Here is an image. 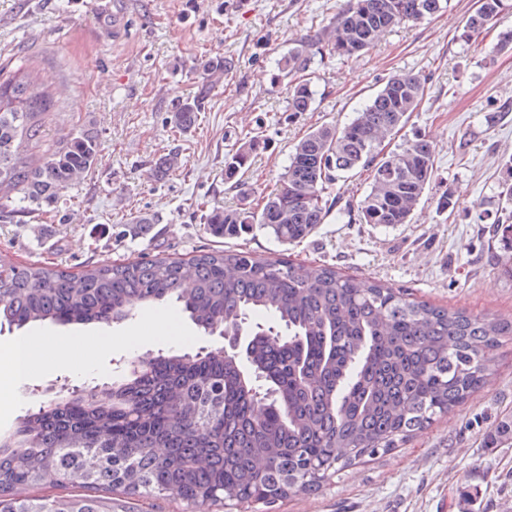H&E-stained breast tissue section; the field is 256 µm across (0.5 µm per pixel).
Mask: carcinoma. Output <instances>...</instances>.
I'll use <instances>...</instances> for the list:
<instances>
[{
  "mask_svg": "<svg viewBox=\"0 0 512 512\" xmlns=\"http://www.w3.org/2000/svg\"><path fill=\"white\" fill-rule=\"evenodd\" d=\"M447 0H351L336 22L288 50V111L306 112L317 90L305 73L321 46L353 57L390 28L441 12ZM508 0H478L460 38L493 25ZM232 62L214 57L170 122L192 129ZM425 82L389 76L340 128L321 126L295 146L276 187L256 207H214L209 233L238 238L254 225L282 244L324 223L328 189L368 169L361 224H408L434 176L421 137L384 152L421 102ZM53 106L36 77L0 67V218L32 212L67 193L99 156L96 134L70 133L35 159L31 147ZM259 146L224 159L233 181ZM512 260V224L495 221ZM171 302L205 334H239V353L158 354L112 380L89 404L60 396L21 420L18 446L0 445V512H112L97 496H37L73 486L130 496L174 495L242 512L313 492L337 472L387 452L447 417L491 376L493 352L512 320L448 310L369 277L335 268L215 249L187 260L105 262L70 273L54 264L0 261V326L120 324Z\"/></svg>",
  "mask_w": 512,
  "mask_h": 512,
  "instance_id": "1",
  "label": "carcinoma"
}]
</instances>
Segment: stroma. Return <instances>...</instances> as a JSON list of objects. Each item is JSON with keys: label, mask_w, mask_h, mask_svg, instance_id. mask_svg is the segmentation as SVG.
Here are the masks:
<instances>
[{"label": "stroma", "mask_w": 512, "mask_h": 512, "mask_svg": "<svg viewBox=\"0 0 512 512\" xmlns=\"http://www.w3.org/2000/svg\"><path fill=\"white\" fill-rule=\"evenodd\" d=\"M347 0H126L120 24L79 0H0V65L37 74L52 92L39 157L70 132L94 130L97 165L54 207L0 220V257L48 262L77 273L106 260L188 258L236 248L261 258L325 264L406 290L411 298L478 317L512 318V266L495 233L507 218L501 185L512 162V49L494 51L499 29L470 41L459 34L476 0H448L446 11L398 25L360 55L325 51L312 67L318 91L310 111L291 117L288 81L277 63L296 40L335 22ZM223 56L233 70L206 101L194 128L178 132L170 117L195 86L202 59ZM425 82L426 94L400 144L425 135L434 149V181L412 223L385 228L347 222L329 212L306 240L282 245L262 231L219 239L206 230L211 208L241 206L224 181L235 142L265 144L242 179L269 192L294 145L323 125L341 126L393 73ZM178 151L182 162L157 179L156 161ZM451 194L440 208L438 199ZM487 221H480V214ZM151 218L143 234L124 226ZM47 337L45 363L16 382L12 407L0 413V441L37 402L62 388L111 381L122 360L223 346L175 305L142 309L119 326L36 324L0 330V352L18 336ZM109 335L102 349L96 338ZM488 383L447 419L394 450L337 474L275 512H512V446L490 448L487 433L512 415V339L494 352Z\"/></svg>", "instance_id": "35a3bbf8"}]
</instances>
